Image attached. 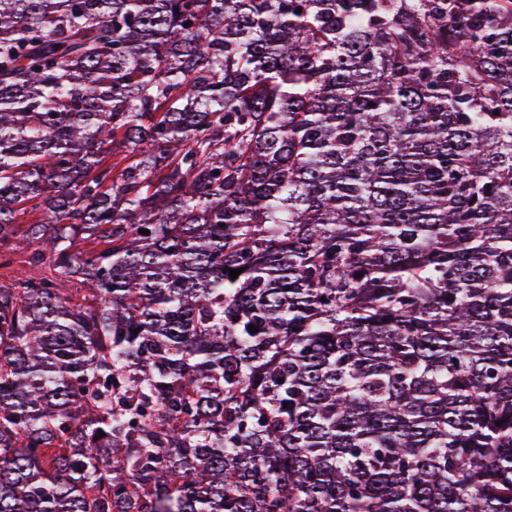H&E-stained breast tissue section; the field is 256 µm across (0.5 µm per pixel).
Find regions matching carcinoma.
I'll list each match as a JSON object with an SVG mask.
<instances>
[{
	"label": "carcinoma",
	"instance_id": "obj_1",
	"mask_svg": "<svg viewBox=\"0 0 512 512\" xmlns=\"http://www.w3.org/2000/svg\"><path fill=\"white\" fill-rule=\"evenodd\" d=\"M17 250L0 512H512V0H0Z\"/></svg>",
	"mask_w": 512,
	"mask_h": 512
}]
</instances>
